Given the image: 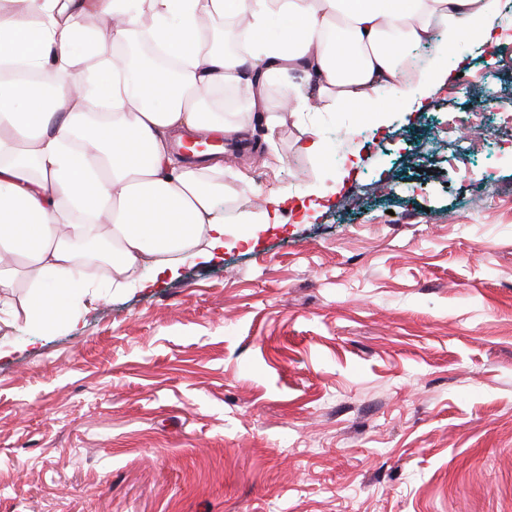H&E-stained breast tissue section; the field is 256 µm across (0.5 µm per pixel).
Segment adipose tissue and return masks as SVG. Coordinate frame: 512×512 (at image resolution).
I'll list each match as a JSON object with an SVG mask.
<instances>
[{
	"label": "adipose tissue",
	"mask_w": 512,
	"mask_h": 512,
	"mask_svg": "<svg viewBox=\"0 0 512 512\" xmlns=\"http://www.w3.org/2000/svg\"><path fill=\"white\" fill-rule=\"evenodd\" d=\"M154 36L171 68L139 72L130 90L121 68L105 61L79 73L85 52L123 44L139 14L130 0H0V292L36 272L30 336L58 318L77 323L69 308L73 247L92 224L108 228L118 246L109 264L117 288H149L174 277L184 260L220 257L225 246L224 164L178 162L170 149L182 129L223 130L213 90L246 84L247 125L265 108L270 77L299 72L283 88L291 112L351 104L366 107L398 91L409 109L421 95L404 54L432 37L436 25L456 34L482 24L496 38L499 0H148ZM232 17L246 54L228 58L203 36L200 15ZM290 25L276 40L258 39L273 15ZM42 75L14 80L17 70ZM80 141L79 150L68 145ZM152 272L143 278L142 269Z\"/></svg>",
	"instance_id": "adipose-tissue-1"
}]
</instances>
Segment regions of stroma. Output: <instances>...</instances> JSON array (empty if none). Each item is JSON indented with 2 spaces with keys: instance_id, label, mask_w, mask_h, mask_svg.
Masks as SVG:
<instances>
[{
  "instance_id": "obj_1",
  "label": "stroma",
  "mask_w": 512,
  "mask_h": 512,
  "mask_svg": "<svg viewBox=\"0 0 512 512\" xmlns=\"http://www.w3.org/2000/svg\"><path fill=\"white\" fill-rule=\"evenodd\" d=\"M409 53L447 76L414 113L284 112L270 79L278 124L228 135L226 228L322 197L255 246L147 289L81 279L77 325L35 341L28 281L0 296V512H512V39ZM474 114L469 145L448 119ZM306 194L313 195L317 194V192L312 185H307L304 187V190L273 194L267 201L263 212L257 216H246L243 220L245 221L244 224H278L274 222L278 220L279 212L284 208L283 205L295 196L301 198Z\"/></svg>"
}]
</instances>
